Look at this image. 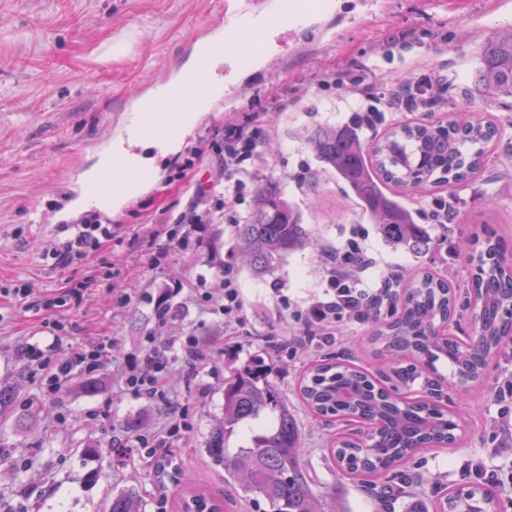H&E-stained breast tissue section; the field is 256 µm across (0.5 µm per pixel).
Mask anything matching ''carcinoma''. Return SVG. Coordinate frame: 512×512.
<instances>
[{"label":"carcinoma","instance_id":"cac0c4a2","mask_svg":"<svg viewBox=\"0 0 512 512\" xmlns=\"http://www.w3.org/2000/svg\"><path fill=\"white\" fill-rule=\"evenodd\" d=\"M475 82L494 97H512V35L485 43ZM499 137V127L492 121L450 116L446 122L396 125L370 144L352 125L319 130L309 143L361 202L386 243L420 251L429 246V237L384 187L414 190L430 183L451 190L481 169L488 145ZM307 244L308 233L276 181H261L250 217L238 229L244 262L263 276L285 255ZM461 256L471 271L473 334L468 340L441 335L455 308L456 289L432 273L398 278V291L391 296L396 318L374 331L380 354L395 362L409 360L436 375L426 396L401 397L349 360L331 357L313 363L299 383L300 399L311 413L379 429L356 442L341 435L332 441L330 452L341 471L369 482L388 476L421 448L448 444L462 415L441 404L439 388L446 377L438 373L436 362L448 361L460 384L478 383L509 338L512 264L506 244L485 232L469 240ZM17 402V391L0 386V417L12 415ZM268 412L276 413L272 427L257 429L251 446L230 453L225 435L241 422L259 420ZM206 451L225 473L240 479L245 496L267 501L273 512H332V493L315 490L302 463L293 414L268 382L266 369L258 365L235 371L224 383V419L213 428ZM485 502L498 509L492 490L475 484L449 491L435 509L475 512ZM109 512H139L136 493L112 496Z\"/></svg>","mask_w":512,"mask_h":512}]
</instances>
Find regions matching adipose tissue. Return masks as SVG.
Wrapping results in <instances>:
<instances>
[{"label": "adipose tissue", "instance_id": "obj_1", "mask_svg": "<svg viewBox=\"0 0 512 512\" xmlns=\"http://www.w3.org/2000/svg\"><path fill=\"white\" fill-rule=\"evenodd\" d=\"M224 56L217 36H210L197 43L191 59L178 74L159 86L149 97L137 100L131 106L124 125V132L113 138L108 155L85 176L79 198L73 209L120 211L143 191L140 181H112V164L126 161L130 172L154 168L157 157L176 152L182 138L198 122L200 114L194 108L195 99L218 100L224 96V82L214 76H201L202 65L217 68ZM198 85V98L185 96L191 85Z\"/></svg>", "mask_w": 512, "mask_h": 512}]
</instances>
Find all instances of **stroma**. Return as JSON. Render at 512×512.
Masks as SVG:
<instances>
[{
    "mask_svg": "<svg viewBox=\"0 0 512 512\" xmlns=\"http://www.w3.org/2000/svg\"><path fill=\"white\" fill-rule=\"evenodd\" d=\"M226 0H0V384L23 397L26 424L0 421V512H108L113 494L135 490L143 512H179L189 490L219 500L224 512H272L265 500L247 501L205 449L224 417V380L261 360L268 379L294 414L303 463L317 486L335 489L347 512H377L376 500L334 463L331 434L351 433L343 421L326 423L302 405L298 383L326 354L346 353L357 364L377 352L373 324L349 323L340 344L294 350L297 329L288 324L279 294L307 303L326 286L322 251L344 243L353 225L377 261L369 284L382 273L407 270L468 280L459 244L492 229L512 242V98L485 95L475 84L481 50L491 33L512 30V0H334L331 10L304 26H275L265 35L267 59L238 80L230 65L218 74L222 100L202 102L201 120L179 152L161 159L160 179L144 174V191L117 213L95 208L59 220L80 194L112 130L122 127L131 103L167 80L190 59L197 40L220 28ZM438 72L443 85L431 107L387 115L375 134L399 123L443 119L464 103L486 113L501 132L488 146L484 167L454 190L437 187L402 197L429 247L395 250L376 233L369 215L336 174L325 168L308 139L316 131L347 125L359 88L381 94L395 79L409 84ZM256 128L257 153L248 160L253 179L279 182L299 213L313 247L288 255L275 270L255 277L237 255V230L251 213L237 206L236 224L224 221V198L208 199L211 221L181 224L178 216L206 184L223 152L224 136L240 125ZM453 196L454 224L429 223L431 201ZM93 218L113 237L64 267L44 251L69 237V223ZM232 271L243 295L240 319L225 318L213 290ZM57 298L46 309L47 298ZM164 300L175 315L157 326L154 306ZM61 344L55 360L75 352L101 354L98 395H86L88 376L75 368L51 387L48 370L26 362V344ZM199 340L207 362L189 365L183 354L165 362L166 400L136 398L127 373L166 337ZM512 375V349L494 359L486 390H470L458 440L425 448L410 459L401 479L388 483L390 512L432 507L451 489L476 484L474 464L512 471V449L495 431L502 403L498 383ZM180 412L176 436L154 438L168 405ZM148 436L153 455L118 457L112 441ZM95 453H87V446Z\"/></svg>",
    "mask_w": 512,
    "mask_h": 512,
    "instance_id": "stroma-1",
    "label": "stroma"
}]
</instances>
